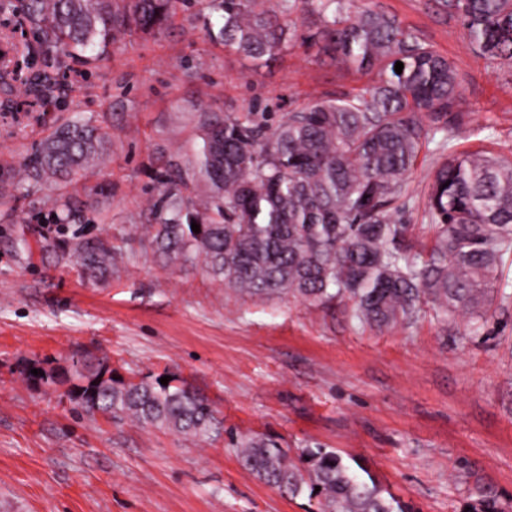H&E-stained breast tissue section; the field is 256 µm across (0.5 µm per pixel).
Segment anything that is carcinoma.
I'll return each mask as SVG.
<instances>
[{"label":"carcinoma","mask_w":512,"mask_h":512,"mask_svg":"<svg viewBox=\"0 0 512 512\" xmlns=\"http://www.w3.org/2000/svg\"><path fill=\"white\" fill-rule=\"evenodd\" d=\"M47 58L83 63L127 36L166 31L186 0H19ZM219 14L210 38L255 61L295 45L299 19L319 18L315 38L336 63L365 72L359 91L318 98L268 125L251 112H205L200 144L185 165L157 177L144 248L184 265L202 263L225 287L252 295L327 303L348 297L356 318L387 326L424 300L445 316L486 314L495 284L512 267V156L460 152L465 124L454 62L416 31L367 0H209ZM490 64H512V0H436ZM402 73L395 72L396 62ZM436 142L424 217L430 248L402 246L410 207L406 179L422 148ZM110 132L92 120L65 121L45 137L25 168L55 191L63 222L79 201L69 188L101 164ZM200 231L195 232L191 223ZM126 227L82 240L74 254L91 277L118 270ZM28 378L67 383L86 413L137 422L185 437L224 432L211 404L177 377L138 381L115 375L109 358L76 359L66 373ZM243 467L295 497L304 487L320 512H404L372 476L333 450L305 448L288 463L279 438L230 437Z\"/></svg>","instance_id":"1"}]
</instances>
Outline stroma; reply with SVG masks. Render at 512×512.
Returning <instances> with one entry per match:
<instances>
[{
  "label": "stroma",
  "instance_id": "stroma-1",
  "mask_svg": "<svg viewBox=\"0 0 512 512\" xmlns=\"http://www.w3.org/2000/svg\"><path fill=\"white\" fill-rule=\"evenodd\" d=\"M455 62L467 119L457 148L512 146V66L479 57L435 0H374ZM203 0H189L158 37L135 35L77 66L43 111L30 93L41 57L0 83V173L21 176L37 144L67 120L112 134L80 191L82 221L59 223L53 190L22 185L0 197V512H315L240 463L224 439L191 441L126 418L89 415L61 389L26 383L32 364L108 356L127 379L169 373L212 404L225 430L271 433L288 448L355 459L406 512H466L480 489L512 512V268L487 319L446 321L433 304L377 326L353 304L251 296L140 246L144 207L167 160L191 159L203 112L253 110L262 120L363 87L306 41L256 62L212 41ZM434 147L408 178L407 246L430 244L422 219ZM110 194H100L101 186ZM131 228L118 274L90 280L77 241Z\"/></svg>",
  "mask_w": 512,
  "mask_h": 512
}]
</instances>
